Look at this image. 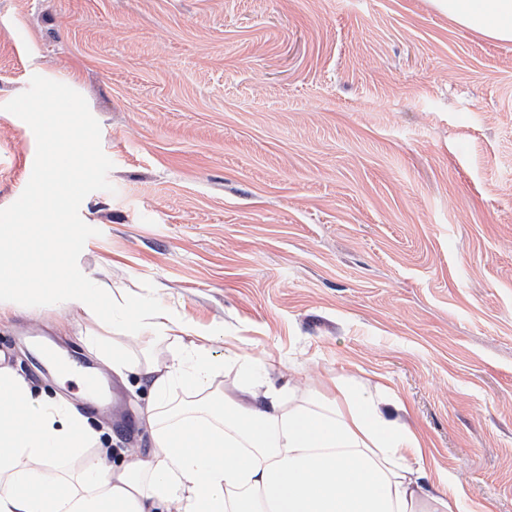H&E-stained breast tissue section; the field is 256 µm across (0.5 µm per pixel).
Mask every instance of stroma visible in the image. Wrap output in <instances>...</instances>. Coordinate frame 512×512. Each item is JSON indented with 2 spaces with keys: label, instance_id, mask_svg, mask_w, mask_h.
<instances>
[{
  "label": "stroma",
  "instance_id": "35a3bbf8",
  "mask_svg": "<svg viewBox=\"0 0 512 512\" xmlns=\"http://www.w3.org/2000/svg\"><path fill=\"white\" fill-rule=\"evenodd\" d=\"M86 99L113 192L78 265L238 347L297 399L351 381L425 452L420 485L456 512H512V41L434 0H0V209L36 139L3 106L33 75ZM74 312L0 327V366L84 399L26 343L99 368ZM92 414L151 451L145 389L106 375Z\"/></svg>",
  "mask_w": 512,
  "mask_h": 512
}]
</instances>
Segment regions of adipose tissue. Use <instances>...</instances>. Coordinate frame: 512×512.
Instances as JSON below:
<instances>
[{
    "label": "adipose tissue",
    "instance_id": "adipose-tissue-1",
    "mask_svg": "<svg viewBox=\"0 0 512 512\" xmlns=\"http://www.w3.org/2000/svg\"><path fill=\"white\" fill-rule=\"evenodd\" d=\"M449 19L480 35L512 41V0H436ZM0 230V325L47 305L65 307L105 330L178 340L189 325L171 308L132 305L121 289L68 267L72 286L55 288L41 269L9 249ZM120 378L142 377L149 399L140 410L153 450L109 459L104 429L60 396L33 388L0 367V512H451L447 491L423 492V451L396 412L350 384H335L314 404L291 402L273 362L242 364L234 395L219 403L173 409L175 387L205 396L216 367L209 342L190 343L163 362L131 357L121 342L84 336Z\"/></svg>",
    "mask_w": 512,
    "mask_h": 512
}]
</instances>
